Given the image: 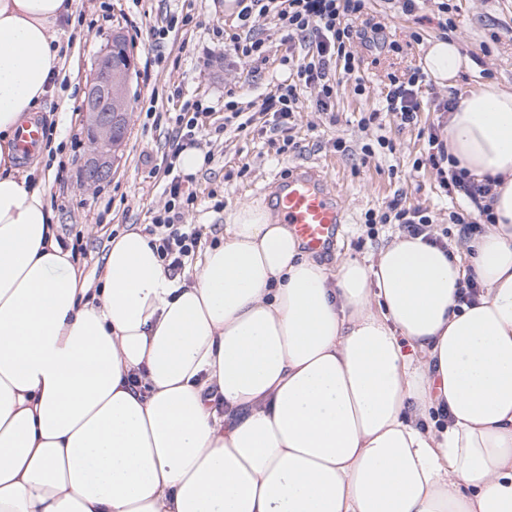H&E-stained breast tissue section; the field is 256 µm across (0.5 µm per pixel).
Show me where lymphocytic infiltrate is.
<instances>
[{
  "instance_id": "f902f5d3",
  "label": "lymphocytic infiltrate",
  "mask_w": 512,
  "mask_h": 512,
  "mask_svg": "<svg viewBox=\"0 0 512 512\" xmlns=\"http://www.w3.org/2000/svg\"><path fill=\"white\" fill-rule=\"evenodd\" d=\"M366 0H239V30L224 39L225 52L246 61L263 59L265 43L256 36L259 18L276 20L280 31L289 43L288 52L280 59L281 65L292 72L291 82L280 83L262 99L258 111L266 115L273 129H287L304 104H311L317 111L329 112L334 107L337 88L344 78L356 71L353 43L361 29L378 31L379 23L365 16ZM419 73L409 77L389 74L383 110L371 111L362 116V126L379 122L382 114L395 116L401 125L417 123L421 110L417 85ZM311 92L310 101H303L304 92ZM208 108L202 102L185 106L173 118L172 150L180 152L184 146L194 144L198 136L208 130ZM427 138L435 148L434 153L418 161V168L435 171L439 186L445 194H461L473 204L472 209L451 212L449 219L457 228L459 237L467 238L479 232L482 225L492 223L489 194L490 182L478 181L466 171L445 168L449 154L439 138L438 126L427 129ZM165 187L167 201L162 209L153 211L147 231L166 269L180 273L193 260L200 233L195 225L183 223L186 210L196 198L183 188V181L174 164H167ZM395 224L411 237L447 246V233L437 231L429 215L416 207L402 205L400 199L389 201L384 211L365 215L367 236H375L378 225Z\"/></svg>"
}]
</instances>
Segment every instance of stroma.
<instances>
[{
  "mask_svg": "<svg viewBox=\"0 0 512 512\" xmlns=\"http://www.w3.org/2000/svg\"><path fill=\"white\" fill-rule=\"evenodd\" d=\"M451 27L438 25L439 0H425L415 16L405 17L391 0H370L369 12L384 25L380 35L355 39L353 50L359 74L366 84L357 94L354 81L342 82L333 115L303 109L297 113L292 136L296 150L278 153L282 133L263 131L264 115L254 117L247 132L228 131L199 138L196 148L207 158L205 166L185 177L184 188L196 195L193 208L185 211L184 223L196 225L202 244L224 234L226 215L239 206L267 207L276 177H288L297 168L311 167L334 184V193L346 209L347 222L337 243L320 252L319 260L334 264L341 257L368 261L387 245L396 225L379 227L375 237L362 228L367 211H378L394 197L419 207L434 223L447 224L448 214L468 207L461 195L446 197L431 169H415L418 158L430 146L420 128L447 124L436 109L439 97L448 92L463 95L482 83L494 81L512 88V0H450ZM191 16L186 26H177L166 39L148 38V29L164 18ZM235 12L225 0H76V12L57 31L64 58V77L47 96L38 112L56 132L46 151L19 162L21 172L46 175V201L57 226L59 240L81 249L79 264L84 276H99L109 241L116 232L145 229L152 211L163 208L165 157L171 148L167 124H154L155 112H177L183 104L201 101L212 106L214 121L224 116V99L234 92L237 100L259 102L284 72L280 59L287 45L274 21L259 19L256 32L266 42V59L247 63L225 54L216 29L233 31ZM123 32L135 69L130 85L133 110L125 146L116 159L112 175L95 189L81 187V165L89 151L85 118L80 110L85 88L94 76V60L103 51L112 32ZM419 32L423 44L411 43ZM456 39L473 61L461 71L453 87L424 79L419 95L424 109L417 124L401 128L395 118L383 128L362 129V113L382 108L387 73L403 74L421 67L425 43L439 36ZM403 44L402 54L393 53L390 42ZM392 138L395 153L363 158L360 145L377 135ZM344 139L352 154L336 152L333 143Z\"/></svg>",
  "mask_w": 512,
  "mask_h": 512,
  "instance_id": "35a3bbf8",
  "label": "stroma"
}]
</instances>
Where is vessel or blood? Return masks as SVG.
<instances>
[{"label": "vessel or blood", "mask_w": 512, "mask_h": 512, "mask_svg": "<svg viewBox=\"0 0 512 512\" xmlns=\"http://www.w3.org/2000/svg\"><path fill=\"white\" fill-rule=\"evenodd\" d=\"M43 139V124L33 117L17 130V147L22 157L31 156ZM271 207L280 223L310 249L320 251L334 240L338 224L344 223L342 204L326 178L316 170L296 172L282 182L271 199Z\"/></svg>", "instance_id": "b4317fda"}]
</instances>
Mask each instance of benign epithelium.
Wrapping results in <instances>:
<instances>
[{
  "mask_svg": "<svg viewBox=\"0 0 512 512\" xmlns=\"http://www.w3.org/2000/svg\"><path fill=\"white\" fill-rule=\"evenodd\" d=\"M116 40L115 34L97 58L96 76L86 89L82 106L91 147L82 165L81 184L85 189L98 185L112 173L113 157L124 144V140L118 139L119 128L132 110L131 68L120 74L112 68V42Z\"/></svg>",
  "mask_w": 512,
  "mask_h": 512,
  "instance_id": "1",
  "label": "benign epithelium"
}]
</instances>
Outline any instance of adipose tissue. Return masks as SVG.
Masks as SVG:
<instances>
[{
	"instance_id": "1",
	"label": "adipose tissue",
	"mask_w": 512,
	"mask_h": 512,
	"mask_svg": "<svg viewBox=\"0 0 512 512\" xmlns=\"http://www.w3.org/2000/svg\"><path fill=\"white\" fill-rule=\"evenodd\" d=\"M74 11L0 0V512H512V90L448 119L457 168L494 180L465 259L401 233L331 268L242 206L191 280L130 230L95 284L16 166ZM470 64L437 38L423 71Z\"/></svg>"
}]
</instances>
